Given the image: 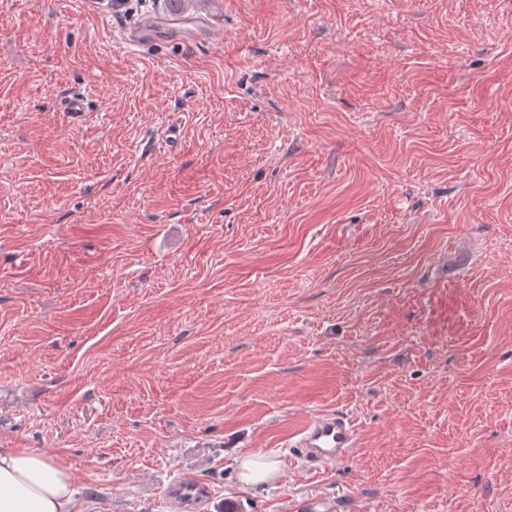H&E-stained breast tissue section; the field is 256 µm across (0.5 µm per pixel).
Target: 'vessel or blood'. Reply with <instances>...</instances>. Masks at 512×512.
Listing matches in <instances>:
<instances>
[{
  "instance_id": "obj_1",
  "label": "vessel or blood",
  "mask_w": 512,
  "mask_h": 512,
  "mask_svg": "<svg viewBox=\"0 0 512 512\" xmlns=\"http://www.w3.org/2000/svg\"><path fill=\"white\" fill-rule=\"evenodd\" d=\"M216 19L189 15L173 19L161 14L147 15L127 24L119 40L129 47L142 46L168 36L200 43L209 40ZM301 463L315 471L341 462L356 446V432L350 418L341 412H323L307 420L291 443ZM200 491L193 480L177 483L175 500L181 512H194Z\"/></svg>"
}]
</instances>
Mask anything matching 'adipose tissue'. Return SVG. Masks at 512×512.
<instances>
[{
  "label": "adipose tissue",
  "mask_w": 512,
  "mask_h": 512,
  "mask_svg": "<svg viewBox=\"0 0 512 512\" xmlns=\"http://www.w3.org/2000/svg\"><path fill=\"white\" fill-rule=\"evenodd\" d=\"M76 477L27 448H0V512H79Z\"/></svg>",
  "instance_id": "obj_1"
}]
</instances>
